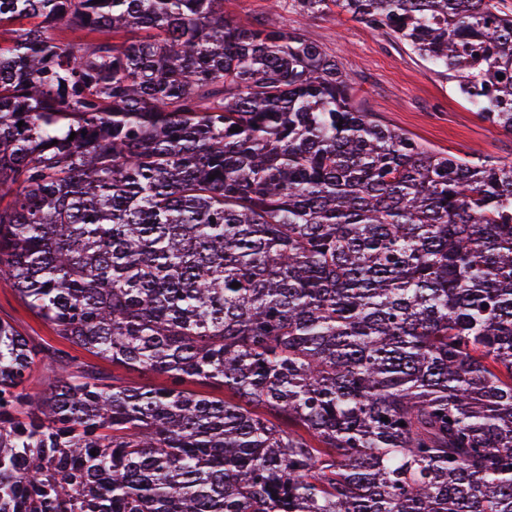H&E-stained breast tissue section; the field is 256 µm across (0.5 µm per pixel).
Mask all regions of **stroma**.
I'll return each mask as SVG.
<instances>
[{"label":"stroma","mask_w":512,"mask_h":512,"mask_svg":"<svg viewBox=\"0 0 512 512\" xmlns=\"http://www.w3.org/2000/svg\"><path fill=\"white\" fill-rule=\"evenodd\" d=\"M226 13L243 20L298 29L333 56L350 79L355 101L389 127L419 143L451 155L477 154L512 161V135L492 129L475 109L457 98L437 67L381 31L342 16L306 19L286 0H225ZM0 319L46 346L63 345L52 328L36 317L13 288L0 284Z\"/></svg>","instance_id":"1"}]
</instances>
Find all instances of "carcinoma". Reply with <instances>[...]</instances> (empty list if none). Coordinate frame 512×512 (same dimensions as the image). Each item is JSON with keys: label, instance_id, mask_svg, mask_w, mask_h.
I'll list each match as a JSON object with an SVG mask.
<instances>
[{"label": "carcinoma", "instance_id": "carcinoma-1", "mask_svg": "<svg viewBox=\"0 0 512 512\" xmlns=\"http://www.w3.org/2000/svg\"><path fill=\"white\" fill-rule=\"evenodd\" d=\"M292 7L383 31L512 134L495 0ZM0 31V281L165 379L0 319V512H512V162L371 118L224 0H0ZM0 319L11 322L23 336L33 337L46 346L64 348L79 360L95 365L110 381H112L113 375L122 382L133 386L161 385L164 382V378L157 374L112 365L107 360L100 359L76 345L59 339L47 323L29 310L13 288L6 284L1 285V283Z\"/></svg>", "mask_w": 512, "mask_h": 512}]
</instances>
